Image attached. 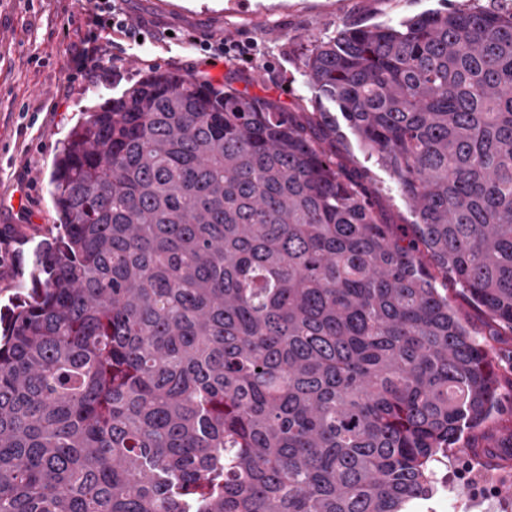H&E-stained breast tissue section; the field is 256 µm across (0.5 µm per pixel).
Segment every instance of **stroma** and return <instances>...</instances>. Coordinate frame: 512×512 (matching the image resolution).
Wrapping results in <instances>:
<instances>
[{
  "mask_svg": "<svg viewBox=\"0 0 512 512\" xmlns=\"http://www.w3.org/2000/svg\"><path fill=\"white\" fill-rule=\"evenodd\" d=\"M91 0H0V232L10 239L8 270L0 278V306L12 304L31 284L34 247L51 238L58 222L50 174L61 142L82 112L120 96L149 70L161 68L203 77L216 85L268 95L289 107L319 106L303 77L305 47L348 27L394 23L451 5L512 10V0H115L130 25H146L152 40L123 46L101 59L92 78L69 81V62L82 34L70 17ZM228 39L255 45L251 60L217 59L208 66L198 40ZM336 150L347 169L365 173L366 184L391 223L411 232L410 207L389 172L369 159L350 130ZM477 340L494 328L456 284L438 281ZM488 364L500 379L498 413L482 429L468 430L447 461L434 463L448 486L414 512H479L485 499L495 512H512V335L499 336Z\"/></svg>",
  "mask_w": 512,
  "mask_h": 512,
  "instance_id": "1",
  "label": "stroma"
}]
</instances>
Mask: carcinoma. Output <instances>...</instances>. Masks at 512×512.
Returning a JSON list of instances; mask_svg holds the SVG:
<instances>
[{"label": "carcinoma", "mask_w": 512, "mask_h": 512, "mask_svg": "<svg viewBox=\"0 0 512 512\" xmlns=\"http://www.w3.org/2000/svg\"><path fill=\"white\" fill-rule=\"evenodd\" d=\"M326 112L153 71L51 173L57 235L3 316L0 512H407L499 387L436 276L512 331V11L304 51ZM340 124L342 136L336 141V150L342 163L347 169L366 174V184L373 193L377 204L385 211L391 224L397 225L399 230L411 234L413 221L410 207L390 176V173L379 166L374 158L369 159L367 154L358 145L353 133L345 126L340 112L324 101Z\"/></svg>", "instance_id": "carcinoma-1"}]
</instances>
